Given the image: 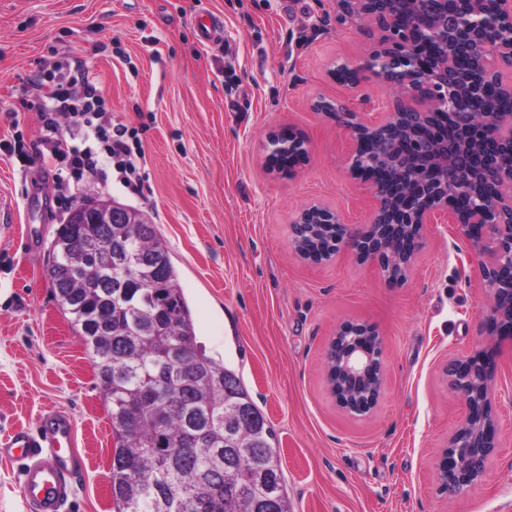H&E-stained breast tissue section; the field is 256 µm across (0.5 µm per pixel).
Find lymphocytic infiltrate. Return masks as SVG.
<instances>
[{"label": "lymphocytic infiltrate", "instance_id": "f902f5d3", "mask_svg": "<svg viewBox=\"0 0 512 512\" xmlns=\"http://www.w3.org/2000/svg\"><path fill=\"white\" fill-rule=\"evenodd\" d=\"M37 112L43 135L37 153L52 168L55 185L106 166L115 170L131 194L141 192L135 151L141 146L137 129L116 125L103 97L82 65L54 78L47 97L25 101Z\"/></svg>", "mask_w": 512, "mask_h": 512}]
</instances>
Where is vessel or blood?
I'll list each match as a JSON object with an SVG mask.
<instances>
[{
	"label": "vessel or blood",
	"mask_w": 512,
	"mask_h": 512,
	"mask_svg": "<svg viewBox=\"0 0 512 512\" xmlns=\"http://www.w3.org/2000/svg\"><path fill=\"white\" fill-rule=\"evenodd\" d=\"M71 415L49 409L36 429L20 428L0 440V456L18 463L30 512H64L72 495L70 476L78 465Z\"/></svg>",
	"instance_id": "obj_1"
}]
</instances>
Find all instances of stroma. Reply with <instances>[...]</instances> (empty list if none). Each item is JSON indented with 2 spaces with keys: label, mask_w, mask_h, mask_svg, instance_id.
Instances as JSON below:
<instances>
[{
  "label": "stroma",
  "mask_w": 512,
  "mask_h": 512,
  "mask_svg": "<svg viewBox=\"0 0 512 512\" xmlns=\"http://www.w3.org/2000/svg\"><path fill=\"white\" fill-rule=\"evenodd\" d=\"M332 0H0V142L41 136L18 100L47 94L46 73L74 59L113 124H147L133 195L115 170L84 176L78 197L116 200L155 224L179 272L197 341L241 376L280 441L294 512H512V341L497 348L500 446L477 485L440 489L437 462L464 418L448 360L485 346L491 305L475 252L457 225H426L399 286L345 253L312 264L291 248L306 204L368 223L372 194L348 175L352 141L314 112L318 98L382 119L392 88L352 89L327 73L359 64L366 35L330 19ZM223 32L201 42L192 20ZM290 127L309 142L292 172L265 164L267 135ZM39 159L0 152V437L56 407L76 425L82 464L70 512H114L112 425L92 352L57 307L50 245L68 212ZM34 244L24 248L22 240ZM373 325L384 347L377 408L351 415L331 397L324 352L345 321Z\"/></svg>",
  "instance_id": "1"
}]
</instances>
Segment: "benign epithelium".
<instances>
[{"mask_svg": "<svg viewBox=\"0 0 512 512\" xmlns=\"http://www.w3.org/2000/svg\"><path fill=\"white\" fill-rule=\"evenodd\" d=\"M336 24L364 28L372 44L362 63H336L358 86L370 74L395 89L389 116L378 122L337 101L313 109L336 120L353 142L350 171L371 192L376 208L367 224L311 203L300 209L291 247L301 230L336 227L330 257L351 253L375 265L389 282L396 264L410 270L423 228L444 215L474 248L479 276L490 290V312L480 320L487 345L451 359L449 388L462 398L465 417L438 462L441 489L459 493L479 482L499 448L492 391L496 345L512 338V0H336ZM286 150L303 164L306 138L292 128L269 133L267 152ZM383 347L377 330L345 321L325 354L330 394L344 411L367 415L384 388Z\"/></svg>", "mask_w": 512, "mask_h": 512, "instance_id": "obj_1", "label": "benign epithelium"}]
</instances>
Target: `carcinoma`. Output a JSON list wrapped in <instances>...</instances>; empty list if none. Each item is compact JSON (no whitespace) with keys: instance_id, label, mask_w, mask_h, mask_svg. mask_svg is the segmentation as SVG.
Segmentation results:
<instances>
[{"instance_id":"carcinoma-1","label":"carcinoma","mask_w":512,"mask_h":512,"mask_svg":"<svg viewBox=\"0 0 512 512\" xmlns=\"http://www.w3.org/2000/svg\"><path fill=\"white\" fill-rule=\"evenodd\" d=\"M82 202L51 244L54 295L91 348L112 423L115 512H292L278 437L236 371L197 345L153 224H92ZM310 251H329L318 229Z\"/></svg>"}]
</instances>
